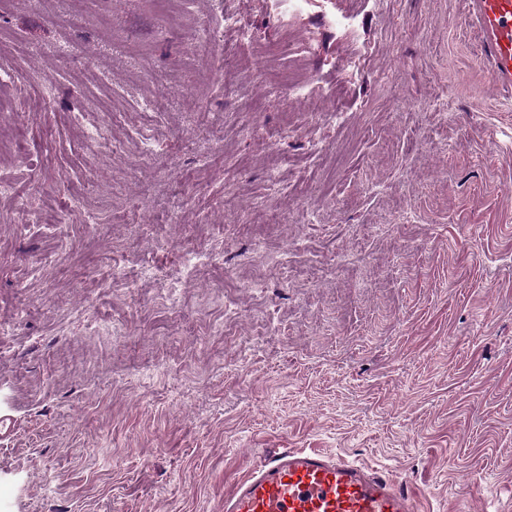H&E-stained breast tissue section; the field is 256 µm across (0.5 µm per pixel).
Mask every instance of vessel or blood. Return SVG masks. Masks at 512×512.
I'll use <instances>...</instances> for the list:
<instances>
[{"label": "vessel or blood", "mask_w": 512, "mask_h": 512, "mask_svg": "<svg viewBox=\"0 0 512 512\" xmlns=\"http://www.w3.org/2000/svg\"><path fill=\"white\" fill-rule=\"evenodd\" d=\"M493 86L512 87V0H473ZM224 512H417L397 479L319 450L267 453L224 496Z\"/></svg>", "instance_id": "1"}]
</instances>
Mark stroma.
<instances>
[{"label": "stroma", "mask_w": 512, "mask_h": 512, "mask_svg": "<svg viewBox=\"0 0 512 512\" xmlns=\"http://www.w3.org/2000/svg\"><path fill=\"white\" fill-rule=\"evenodd\" d=\"M66 8L0 0V139L26 147L0 152V512H223L272 448L381 470L418 512L512 491V91L467 0ZM187 243L219 260L172 298ZM278 88L285 91L289 98L295 100L308 101L314 97L332 99L330 107L324 112H326L325 117L327 120H331L333 123L336 121L337 116L342 113L335 107L334 95L326 90L320 82L311 81L304 76H292L288 79V83L284 85L279 83Z\"/></svg>", "instance_id": "35a3bbf8"}]
</instances>
